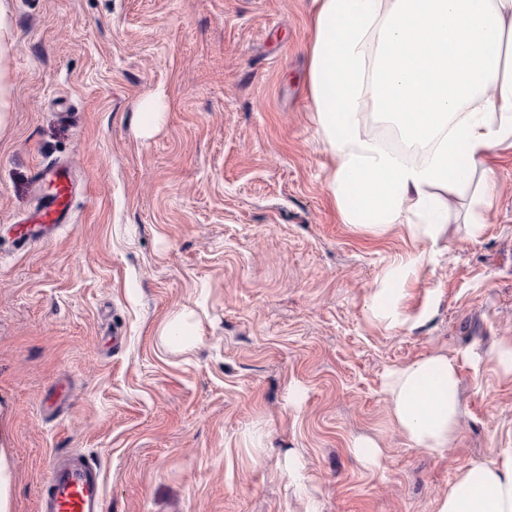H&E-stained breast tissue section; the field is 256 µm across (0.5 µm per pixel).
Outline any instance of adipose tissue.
Wrapping results in <instances>:
<instances>
[{"label": "adipose tissue", "mask_w": 512, "mask_h": 512, "mask_svg": "<svg viewBox=\"0 0 512 512\" xmlns=\"http://www.w3.org/2000/svg\"><path fill=\"white\" fill-rule=\"evenodd\" d=\"M310 84L345 218L374 235L403 227L423 250L393 260L374 319L407 323L404 284L441 250L448 199L488 155L512 147V0H313ZM428 148L415 163L361 123L365 97ZM458 362L433 353L391 372L395 430L411 447L453 451L463 427ZM438 512H512V452L463 466Z\"/></svg>", "instance_id": "ef3b65f1"}]
</instances>
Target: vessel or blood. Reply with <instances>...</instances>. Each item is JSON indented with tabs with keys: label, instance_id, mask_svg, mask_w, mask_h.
<instances>
[{
	"label": "vessel or blood",
	"instance_id": "1",
	"mask_svg": "<svg viewBox=\"0 0 512 512\" xmlns=\"http://www.w3.org/2000/svg\"><path fill=\"white\" fill-rule=\"evenodd\" d=\"M34 187L39 201L37 223L23 227L22 241L52 238L70 220L76 181L68 167L44 164L34 171ZM103 476L84 457L69 464L51 461L44 493L43 512H105Z\"/></svg>",
	"mask_w": 512,
	"mask_h": 512
}]
</instances>
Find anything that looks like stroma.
<instances>
[{
  "mask_svg": "<svg viewBox=\"0 0 512 512\" xmlns=\"http://www.w3.org/2000/svg\"><path fill=\"white\" fill-rule=\"evenodd\" d=\"M312 0H8L0 54V453L12 512L52 457L93 459L106 512H437L459 468L512 449V148L448 205L445 250L373 319L402 229L346 224L314 120ZM164 118L139 131L144 99ZM69 166L74 220L18 245L36 167ZM487 224L471 238L476 215ZM186 311L173 349L163 322ZM458 360L465 428L440 457L390 425L388 373ZM378 441L379 466L354 455ZM189 314L185 312L171 316L161 327L159 336L170 347H181L185 344V336H191Z\"/></svg>",
  "mask_w": 512,
  "mask_h": 512,
  "instance_id": "obj_1",
  "label": "stroma"
}]
</instances>
